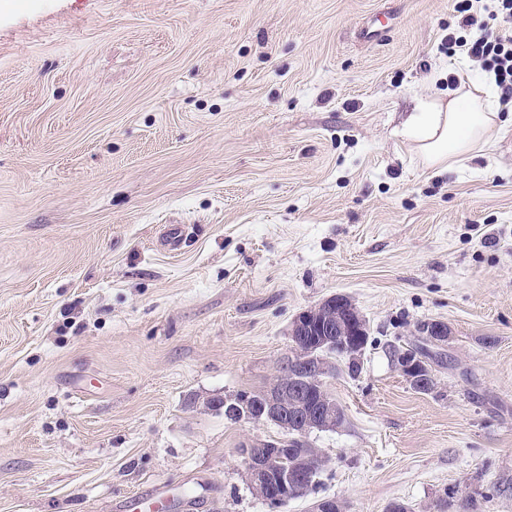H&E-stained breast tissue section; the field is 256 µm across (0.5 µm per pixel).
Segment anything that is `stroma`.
Listing matches in <instances>:
<instances>
[{"instance_id": "obj_1", "label": "stroma", "mask_w": 512, "mask_h": 512, "mask_svg": "<svg viewBox=\"0 0 512 512\" xmlns=\"http://www.w3.org/2000/svg\"><path fill=\"white\" fill-rule=\"evenodd\" d=\"M452 0H0V512H272L237 453L302 310L365 317L346 512H512V132L451 171L396 136L460 68ZM178 226L182 242L162 240ZM448 324L435 391L391 360Z\"/></svg>"}]
</instances>
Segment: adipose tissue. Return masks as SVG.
I'll use <instances>...</instances> for the list:
<instances>
[{
	"mask_svg": "<svg viewBox=\"0 0 512 512\" xmlns=\"http://www.w3.org/2000/svg\"><path fill=\"white\" fill-rule=\"evenodd\" d=\"M493 78L421 99L399 134L413 144L426 166L453 168L461 159L488 152L504 124Z\"/></svg>",
	"mask_w": 512,
	"mask_h": 512,
	"instance_id": "obj_1",
	"label": "adipose tissue"
}]
</instances>
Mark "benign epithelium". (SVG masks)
Here are the masks:
<instances>
[{
	"label": "benign epithelium",
	"instance_id": "benign-epithelium-1",
	"mask_svg": "<svg viewBox=\"0 0 512 512\" xmlns=\"http://www.w3.org/2000/svg\"><path fill=\"white\" fill-rule=\"evenodd\" d=\"M367 328L365 317L348 296H330L292 320L290 355L266 388L215 400L213 406L238 421L271 423L286 433L338 428L342 420L340 406L323 389L332 368L320 351L339 343L349 361L359 365L366 349ZM419 332L435 345L448 342L451 335L448 325L441 321L423 325ZM393 360L411 384L432 379L425 359L410 350L396 351ZM239 454L250 489L272 507L298 497L320 468L316 463L307 468L292 463V458L304 454V449L290 448L284 441L273 448L256 443L239 449ZM312 512H345V504L334 497H324L313 504Z\"/></svg>",
	"mask_w": 512,
	"mask_h": 512
}]
</instances>
